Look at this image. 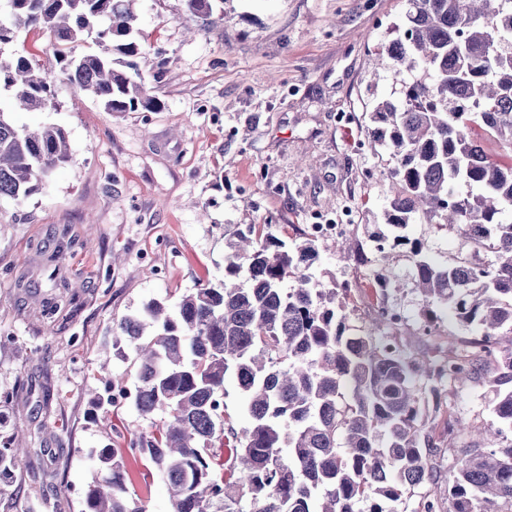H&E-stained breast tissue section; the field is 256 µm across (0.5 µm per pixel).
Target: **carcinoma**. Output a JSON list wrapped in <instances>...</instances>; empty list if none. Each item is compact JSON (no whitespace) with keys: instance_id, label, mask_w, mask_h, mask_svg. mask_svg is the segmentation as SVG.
Returning a JSON list of instances; mask_svg holds the SVG:
<instances>
[{"instance_id":"obj_1","label":"carcinoma","mask_w":512,"mask_h":512,"mask_svg":"<svg viewBox=\"0 0 512 512\" xmlns=\"http://www.w3.org/2000/svg\"><path fill=\"white\" fill-rule=\"evenodd\" d=\"M135 0H3L0 46L28 28L49 34L58 71L16 50L0 58V198L36 194L71 160L66 131L55 123L19 127L16 111L57 109L56 80L92 95L109 112L152 111L132 57ZM398 35L384 46L396 97L368 107L370 141L396 161L385 224L403 229L418 213L456 230L471 252L446 266L410 246L415 286L481 336L448 347L422 369L435 384L473 378L485 339L512 326V154L493 157L474 131L512 144V0H405ZM93 37L95 48L77 47ZM467 190L461 192L456 185ZM495 261L486 264L481 253ZM312 239L288 245L270 224H250L225 257L224 284L186 294L175 312L159 301L113 328V345L134 348V406L151 431L98 451L101 468L85 512H145L130 492L126 458L140 456L166 478L172 512H393L415 487L433 480L434 444L421 436L422 392L400 348L371 334L345 335L336 287L313 288ZM292 282L287 288L285 283ZM76 299L41 301L51 321ZM493 380L496 425L448 465V512H488L512 505V343ZM233 378L248 424H227L224 384ZM26 452L17 436L0 442V471ZM250 502V510L242 508Z\"/></svg>"}]
</instances>
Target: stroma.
Masks as SVG:
<instances>
[{"label": "stroma", "mask_w": 512, "mask_h": 512, "mask_svg": "<svg viewBox=\"0 0 512 512\" xmlns=\"http://www.w3.org/2000/svg\"><path fill=\"white\" fill-rule=\"evenodd\" d=\"M404 9V0H217L199 16L185 0H136L134 63L158 109L109 112L59 82L56 111L12 113L19 126H62L72 156L37 194L0 198V396L8 398L0 438L21 429L35 449L0 473V497L21 512L31 504L52 512L61 495L68 512H83L94 450L149 428L131 400L100 408L91 400L109 378L129 391L137 383L132 349L112 346L113 324L149 301L172 308L200 285L220 286L228 247L247 225L271 224L300 241L309 224L335 222L352 206L344 233L352 259L338 260L332 239L320 238L309 270L317 283L349 284L338 297L347 335L370 333L377 302L367 286L381 272L392 282L385 303L402 316L394 340L414 361L479 336L419 293L406 250L385 261L374 239L395 162L371 145L364 104L391 91L392 71L375 54ZM404 234L437 264L468 250L423 216ZM66 243L49 280L47 260ZM66 282L83 286L70 318L44 320L40 298ZM495 374L484 365L468 384L436 395L419 380L436 477L395 512H424L430 500L447 506L448 452L470 446L449 438L447 423L493 422ZM128 470L146 512H170L162 478H144L133 456Z\"/></svg>", "instance_id": "1"}]
</instances>
